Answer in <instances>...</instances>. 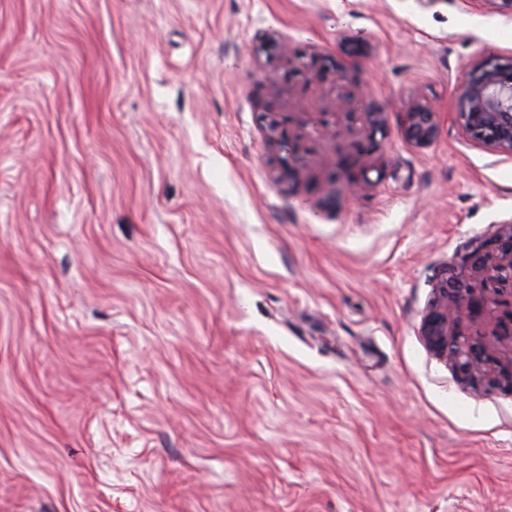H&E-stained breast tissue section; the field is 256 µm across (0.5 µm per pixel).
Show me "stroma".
I'll return each instance as SVG.
<instances>
[{
    "label": "stroma",
    "instance_id": "35a3bbf8",
    "mask_svg": "<svg viewBox=\"0 0 512 512\" xmlns=\"http://www.w3.org/2000/svg\"><path fill=\"white\" fill-rule=\"evenodd\" d=\"M492 55L500 0H0V512H512V393L421 334L512 221ZM456 112L473 140L511 158L512 57L474 62L457 93ZM439 133L437 112L426 103H417L405 114L402 125L404 140L416 147L432 144Z\"/></svg>",
    "mask_w": 512,
    "mask_h": 512
}]
</instances>
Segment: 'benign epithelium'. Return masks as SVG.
<instances>
[{"mask_svg": "<svg viewBox=\"0 0 512 512\" xmlns=\"http://www.w3.org/2000/svg\"><path fill=\"white\" fill-rule=\"evenodd\" d=\"M456 112L470 137L488 150L512 156V57L473 63L471 76L456 96ZM439 133L437 112L417 103L405 114L404 140L416 147L432 144ZM476 281L473 288L454 274L433 288L421 335L430 349L453 362L464 379L490 390L512 392V363L500 366L486 346L458 333L479 312L484 293L500 297V315L488 321L496 336L512 337V225L481 239L461 258Z\"/></svg>", "mask_w": 512, "mask_h": 512, "instance_id": "benign-epithelium-1", "label": "benign epithelium"}]
</instances>
